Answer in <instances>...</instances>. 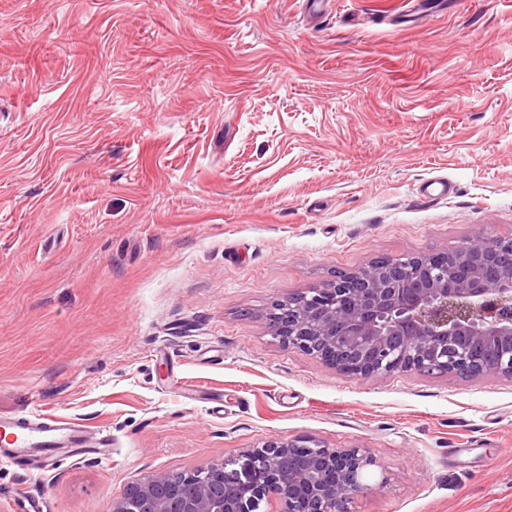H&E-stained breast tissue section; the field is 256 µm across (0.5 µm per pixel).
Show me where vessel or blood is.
Wrapping results in <instances>:
<instances>
[{"mask_svg":"<svg viewBox=\"0 0 512 512\" xmlns=\"http://www.w3.org/2000/svg\"><path fill=\"white\" fill-rule=\"evenodd\" d=\"M108 445L107 437L90 438L83 425L59 417L0 422V454L15 460L38 455L49 462L62 449L88 453Z\"/></svg>","mask_w":512,"mask_h":512,"instance_id":"b4317fda","label":"vessel or blood"}]
</instances>
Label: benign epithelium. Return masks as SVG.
Masks as SVG:
<instances>
[{
  "label": "benign epithelium",
  "instance_id": "obj_1",
  "mask_svg": "<svg viewBox=\"0 0 512 512\" xmlns=\"http://www.w3.org/2000/svg\"><path fill=\"white\" fill-rule=\"evenodd\" d=\"M512 236L481 232L469 244L439 256L391 259L414 284L403 288L371 263L325 285L276 301L274 335L359 379L411 372L512 381V271L488 281L468 270L473 258H493ZM499 347L493 369L473 359L468 342ZM376 460L363 448H329L312 437L263 442L233 460L210 462L184 474L166 499L139 486L112 512H258L271 498L280 512H351L366 490L364 471ZM212 483L224 494L210 493Z\"/></svg>",
  "mask_w": 512,
  "mask_h": 512
}]
</instances>
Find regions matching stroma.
<instances>
[{
    "label": "stroma",
    "instance_id": "stroma-1",
    "mask_svg": "<svg viewBox=\"0 0 512 512\" xmlns=\"http://www.w3.org/2000/svg\"><path fill=\"white\" fill-rule=\"evenodd\" d=\"M312 2L0 0V418L112 436L0 458V512L304 436L376 459L353 512H512V381L349 378L266 318L512 233V0Z\"/></svg>",
    "mask_w": 512,
    "mask_h": 512
}]
</instances>
